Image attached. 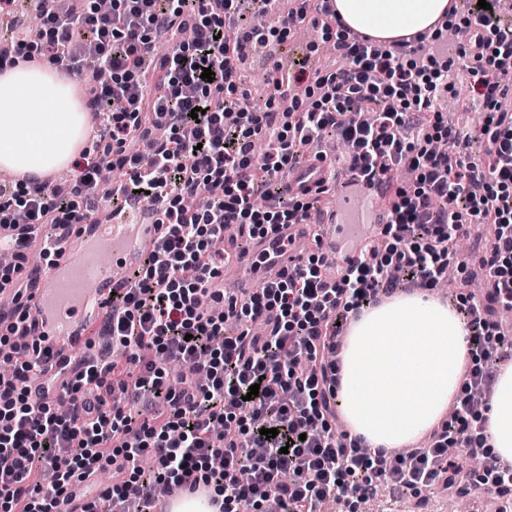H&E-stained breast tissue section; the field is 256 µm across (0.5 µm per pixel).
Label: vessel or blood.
<instances>
[{
    "mask_svg": "<svg viewBox=\"0 0 512 512\" xmlns=\"http://www.w3.org/2000/svg\"><path fill=\"white\" fill-rule=\"evenodd\" d=\"M328 174L327 159H319L295 169L288 178L292 192L315 188ZM340 203L332 218L322 224H286L263 238L253 240L247 252H239L233 238H225L224 248L231 259L224 266L236 284L234 301H242L255 284L265 283L292 269L298 262L294 250L297 240L312 238L317 250L327 257L339 255L346 227L345 217L360 216L367 203L381 196L378 186L355 181L353 175L342 177ZM160 234L156 223L129 226L115 223L74 225L69 240L82 243L78 261L60 259L44 275L34 292L33 311L49 342L57 347L56 367L69 364L70 352L86 345V325L99 320L112 295L113 280L100 263L101 253L119 255L124 264H135L142 248L154 243Z\"/></svg>",
    "mask_w": 512,
    "mask_h": 512,
    "instance_id": "b4317fda",
    "label": "vessel or blood"
}]
</instances>
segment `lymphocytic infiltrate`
Instances as JSON below:
<instances>
[{
  "label": "lymphocytic infiltrate",
  "mask_w": 512,
  "mask_h": 512,
  "mask_svg": "<svg viewBox=\"0 0 512 512\" xmlns=\"http://www.w3.org/2000/svg\"><path fill=\"white\" fill-rule=\"evenodd\" d=\"M241 2L112 0L102 12L91 0L69 11L30 0L36 29L10 24L0 41V68L21 57L80 77L87 109L101 121L74 182L0 184V248L14 257L0 266V284L11 285L16 301L0 313V360L13 366L0 379V512H59L61 499L107 469L111 486L84 512H150L161 483L190 493L216 485L224 492L219 512H318L330 498L364 503L382 486L512 494V461L486 450L471 405L489 397L512 360V340L496 319L512 308V111L502 106L512 94V27L500 23L499 0L470 6L464 21L463 52L475 61L484 112L477 164L465 153L471 132L446 124L438 109L447 62L350 41L333 30L335 0H301L281 17L276 0H252L248 28ZM309 15L333 38L340 66L299 94L269 71L273 94L253 110L238 86L243 43L281 38ZM80 40L95 44L97 72L72 54ZM206 68L212 80L202 79ZM332 131L347 145V171L386 190L375 254H360L333 278L323 257L311 255L247 303L222 304L210 283L224 266L225 226L237 225L248 241L302 223L320 199L292 195L288 175L304 147ZM260 139L267 149L258 154ZM102 154L126 172L119 187L100 183ZM402 166L416 171L413 184L395 183ZM200 194L205 208L184 209V198ZM260 195L274 207H256ZM96 200L147 203L162 232L105 307L98 333L106 353L78 360L64 386L29 305L37 273L27 268L28 249L41 241L40 260L54 264L47 229L84 223ZM472 219L491 227L481 259L488 290L456 297L474 359L453 410L407 455L363 448L336 429L333 352L345 326L400 283L435 289ZM231 324L238 332H228ZM141 397L162 401L165 414L134 423L126 402ZM270 428L275 438H265Z\"/></svg>",
  "instance_id": "lymphocytic-infiltrate-1"
}]
</instances>
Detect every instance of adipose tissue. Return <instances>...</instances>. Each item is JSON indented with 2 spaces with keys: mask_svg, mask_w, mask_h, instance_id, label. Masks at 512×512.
<instances>
[{
  "mask_svg": "<svg viewBox=\"0 0 512 512\" xmlns=\"http://www.w3.org/2000/svg\"><path fill=\"white\" fill-rule=\"evenodd\" d=\"M450 0H336V25L391 42L450 16ZM93 132L74 84L48 67L0 72V169L41 179L77 159ZM464 320L423 289L362 309L346 332L339 404L352 438L393 452L431 430L470 359ZM488 448L512 459V364L483 412Z\"/></svg>",
  "mask_w": 512,
  "mask_h": 512,
  "instance_id": "ef3b65f1",
  "label": "adipose tissue"
}]
</instances>
